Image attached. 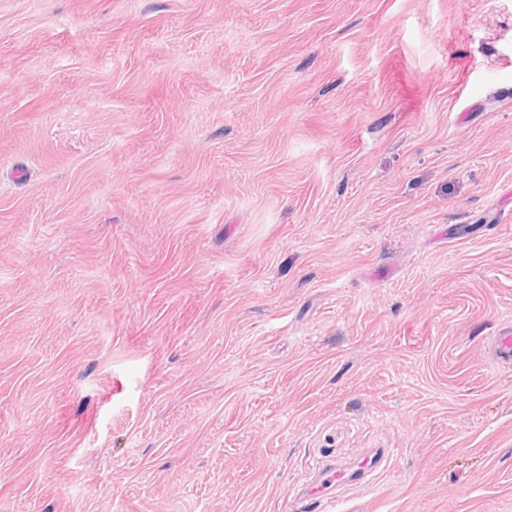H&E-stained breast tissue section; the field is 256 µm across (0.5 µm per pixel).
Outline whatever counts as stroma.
I'll use <instances>...</instances> for the list:
<instances>
[{"label":"stroma","mask_w":512,"mask_h":512,"mask_svg":"<svg viewBox=\"0 0 512 512\" xmlns=\"http://www.w3.org/2000/svg\"><path fill=\"white\" fill-rule=\"evenodd\" d=\"M512 0H0V512H512ZM488 350L497 366L512 367V328L502 327L490 336ZM384 461V450L373 448L353 461L326 466L319 479L304 487L302 496L307 500L318 499L334 502L338 491L355 482L364 481L377 473Z\"/></svg>","instance_id":"35a3bbf8"}]
</instances>
